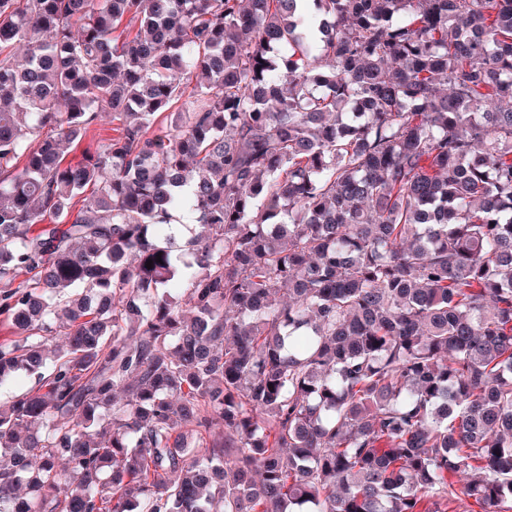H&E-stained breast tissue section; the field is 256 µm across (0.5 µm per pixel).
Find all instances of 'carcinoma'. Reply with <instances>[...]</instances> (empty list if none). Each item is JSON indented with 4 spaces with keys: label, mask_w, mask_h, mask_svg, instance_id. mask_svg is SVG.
I'll return each mask as SVG.
<instances>
[{
    "label": "carcinoma",
    "mask_w": 512,
    "mask_h": 512,
    "mask_svg": "<svg viewBox=\"0 0 512 512\" xmlns=\"http://www.w3.org/2000/svg\"><path fill=\"white\" fill-rule=\"evenodd\" d=\"M301 2L0 0V512H512V0ZM110 136H112V123L108 116H103L96 125L90 127L87 136L77 148H70L66 151L65 160H78L81 157L82 150L94 151L101 144L102 139Z\"/></svg>",
    "instance_id": "1"
}]
</instances>
